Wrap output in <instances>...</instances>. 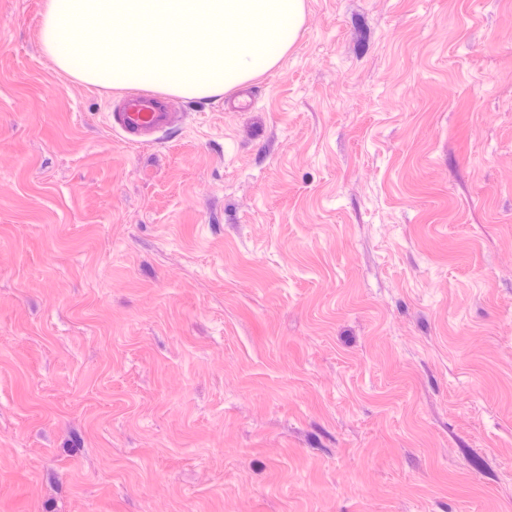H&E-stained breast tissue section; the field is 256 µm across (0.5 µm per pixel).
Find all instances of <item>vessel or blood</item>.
<instances>
[{
  "label": "vessel or blood",
  "mask_w": 512,
  "mask_h": 512,
  "mask_svg": "<svg viewBox=\"0 0 512 512\" xmlns=\"http://www.w3.org/2000/svg\"><path fill=\"white\" fill-rule=\"evenodd\" d=\"M177 118L169 99L149 89H132L121 94L114 112L109 113L110 128L129 145L150 143L162 129Z\"/></svg>",
  "instance_id": "obj_1"
}]
</instances>
